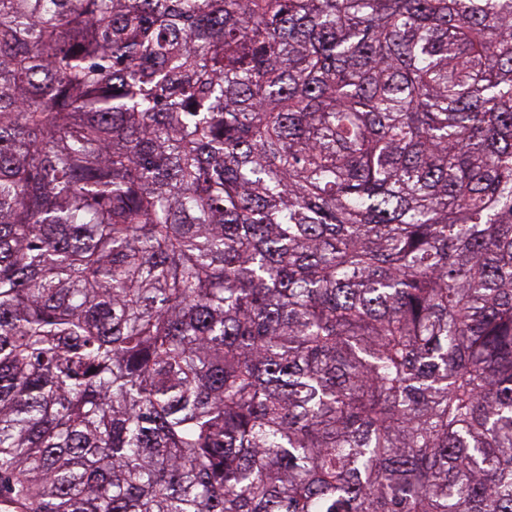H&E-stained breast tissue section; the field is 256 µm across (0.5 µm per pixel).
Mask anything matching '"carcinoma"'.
Here are the masks:
<instances>
[{
    "label": "carcinoma",
    "mask_w": 512,
    "mask_h": 512,
    "mask_svg": "<svg viewBox=\"0 0 512 512\" xmlns=\"http://www.w3.org/2000/svg\"><path fill=\"white\" fill-rule=\"evenodd\" d=\"M0 497L512 512V0H0Z\"/></svg>",
    "instance_id": "carcinoma-1"
}]
</instances>
